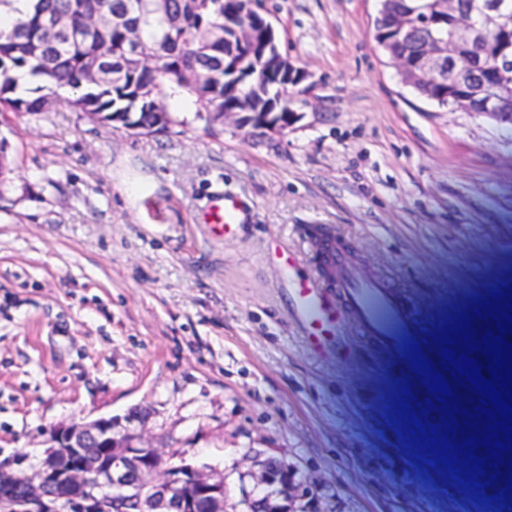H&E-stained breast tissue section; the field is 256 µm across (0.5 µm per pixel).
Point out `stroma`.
Instances as JSON below:
<instances>
[{
  "label": "stroma",
  "instance_id": "stroma-1",
  "mask_svg": "<svg viewBox=\"0 0 512 512\" xmlns=\"http://www.w3.org/2000/svg\"><path fill=\"white\" fill-rule=\"evenodd\" d=\"M308 80L300 119L259 137L167 99L166 132L104 128L66 105L6 114L0 139V462L34 464L60 425L141 413L172 464L224 479V512L282 462L294 512H512L415 458L393 363L350 332L308 346L276 247L315 262L329 228L441 328L512 283V123L406 85L374 38L380 0H258ZM244 211L222 235L207 211ZM239 200L231 195H224V198L220 200L217 205V209L221 213L224 224L223 227L224 235L232 234L240 223L241 207Z\"/></svg>",
  "mask_w": 512,
  "mask_h": 512
}]
</instances>
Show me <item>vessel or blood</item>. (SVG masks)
I'll return each mask as SVG.
<instances>
[{
  "label": "vessel or blood",
  "instance_id": "1",
  "mask_svg": "<svg viewBox=\"0 0 512 512\" xmlns=\"http://www.w3.org/2000/svg\"><path fill=\"white\" fill-rule=\"evenodd\" d=\"M218 209L224 233L232 234L240 223L238 199L224 196ZM283 267L288 272L290 314L316 354L332 352L353 327L371 337L386 357L399 365L408 385L421 384L422 377L407 360L406 345H420L425 358L440 363L441 351L425 331V316L404 306L386 281L364 276L340 255L330 259L327 267L314 265L302 275L295 273L293 257H286Z\"/></svg>",
  "mask_w": 512,
  "mask_h": 512
}]
</instances>
